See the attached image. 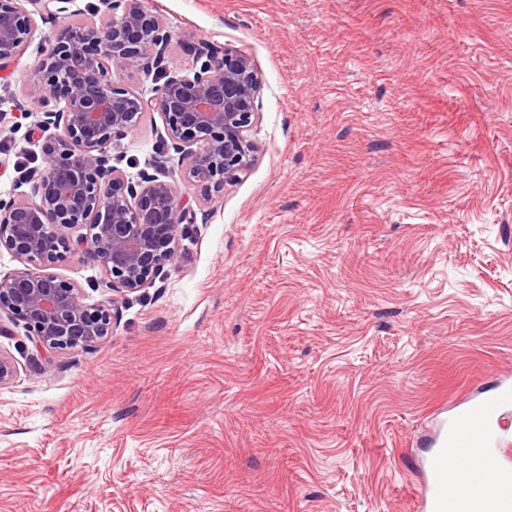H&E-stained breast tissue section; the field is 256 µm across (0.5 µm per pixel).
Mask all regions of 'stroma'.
<instances>
[{"label":"stroma","instance_id":"stroma-1","mask_svg":"<svg viewBox=\"0 0 512 512\" xmlns=\"http://www.w3.org/2000/svg\"><path fill=\"white\" fill-rule=\"evenodd\" d=\"M0 68V198L45 164L28 136L47 35ZM191 45L248 55L250 168L203 201L159 115L109 151L195 216L112 334L0 386V512H415L436 418L512 372V0H143ZM88 302L101 267L53 268Z\"/></svg>","mask_w":512,"mask_h":512}]
</instances>
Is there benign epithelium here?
<instances>
[{
	"instance_id": "7a95c632",
	"label": "benign epithelium",
	"mask_w": 512,
	"mask_h": 512,
	"mask_svg": "<svg viewBox=\"0 0 512 512\" xmlns=\"http://www.w3.org/2000/svg\"><path fill=\"white\" fill-rule=\"evenodd\" d=\"M0 0V61L22 53L36 17L62 0ZM107 41L96 31L68 24L49 39L50 50L31 69L48 109L31 130L42 144L46 166L36 176L34 198L0 199V247L37 265L0 278V317L24 323L37 353L85 349L112 334L117 299L86 302L81 289L48 268L56 248L79 251L97 262L116 293H135L176 261L179 225L190 210L175 186L154 174L129 182L109 165L107 148L136 127L141 114H160L179 155L183 178L207 199L233 183L252 162L249 138L261 78L252 59L224 52L220 66L202 43L200 66L164 74L171 33L142 0L108 2ZM155 70L163 83L145 100L119 86L114 72Z\"/></svg>"
}]
</instances>
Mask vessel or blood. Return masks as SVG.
<instances>
[{"instance_id": "b4317fda", "label": "vessel or blood", "mask_w": 512, "mask_h": 512, "mask_svg": "<svg viewBox=\"0 0 512 512\" xmlns=\"http://www.w3.org/2000/svg\"><path fill=\"white\" fill-rule=\"evenodd\" d=\"M512 409V382L500 381L489 394H476L456 404L437 447L424 463L418 497L419 512H456L457 491L475 479H485L472 495L467 512H512V489L504 490L505 438L501 420Z\"/></svg>"}]
</instances>
